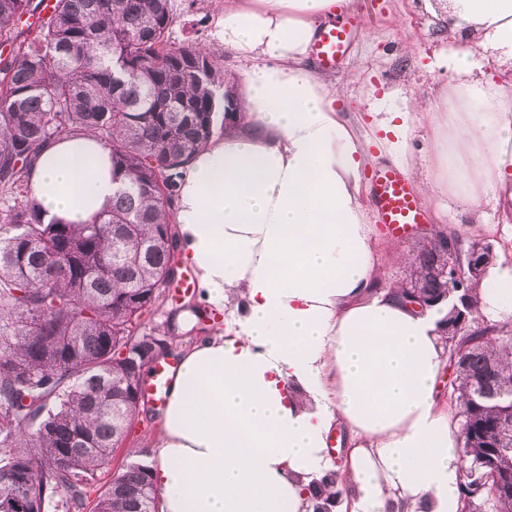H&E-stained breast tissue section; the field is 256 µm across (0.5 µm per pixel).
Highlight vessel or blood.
<instances>
[{"label": "vessel or blood", "instance_id": "vessel-or-blood-1", "mask_svg": "<svg viewBox=\"0 0 512 512\" xmlns=\"http://www.w3.org/2000/svg\"><path fill=\"white\" fill-rule=\"evenodd\" d=\"M349 19L337 20L325 29L313 45V53L319 65L334 66L348 43ZM371 205L381 224L394 234H401L415 224L424 223L426 213L418 203L407 173L395 165L377 168L370 178ZM178 362L162 358L150 367V376L142 387V397L153 406L164 405L171 376Z\"/></svg>", "mask_w": 512, "mask_h": 512}]
</instances>
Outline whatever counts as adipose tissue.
<instances>
[{
    "instance_id": "adipose-tissue-1",
    "label": "adipose tissue",
    "mask_w": 512,
    "mask_h": 512,
    "mask_svg": "<svg viewBox=\"0 0 512 512\" xmlns=\"http://www.w3.org/2000/svg\"><path fill=\"white\" fill-rule=\"evenodd\" d=\"M345 0H218L222 49L252 59L240 123L183 172L173 219L198 301L226 326L182 350L153 478L160 512H459V432L439 403L445 305L423 312L377 286L380 260L360 202L365 147L305 64L322 22ZM452 34L448 83L432 111L448 193L468 208L494 199L512 221V0H436ZM421 111H388L387 153L401 162ZM46 219L85 224L121 182L90 133L48 142L29 172ZM489 320L512 325V267L480 284ZM352 448L331 481L329 433Z\"/></svg>"
}]
</instances>
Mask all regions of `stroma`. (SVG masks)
Returning a JSON list of instances; mask_svg holds the SVG:
<instances>
[{"label": "stroma", "instance_id": "35a3bbf8", "mask_svg": "<svg viewBox=\"0 0 512 512\" xmlns=\"http://www.w3.org/2000/svg\"><path fill=\"white\" fill-rule=\"evenodd\" d=\"M216 0H173L176 20L171 30L174 45L198 42L206 46L216 41L211 21ZM344 16L353 17L352 36L346 53L335 68L320 67L315 58L307 65L326 81L339 84L344 94L338 105L344 120L360 141L366 142L369 160L360 172L362 202H369V177L372 170L387 164L386 144L378 128L381 114L368 111L366 99L374 97L383 107H404L415 101L431 107L440 100L452 76L446 55L452 38L425 0H349ZM405 170L411 179L436 176L432 154V126L417 124L407 140ZM426 224L401 237L389 235L382 224H375V246L380 258L382 283L395 284L410 272L412 258L431 240L434 229L447 228L463 236L489 242L504 263L512 265V228L499 224L494 201H486L475 212H466L447 192L436 193L423 201ZM402 260H393V252ZM179 302L163 293L140 319L139 331L154 334L174 331L173 346L184 349L209 335L221 322L219 314L209 312L187 330H175Z\"/></svg>", "mask_w": 512, "mask_h": 512}]
</instances>
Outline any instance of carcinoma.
I'll list each match as a JSON object with an SVG mask.
<instances>
[{"instance_id": "carcinoma-1", "label": "carcinoma", "mask_w": 512, "mask_h": 512, "mask_svg": "<svg viewBox=\"0 0 512 512\" xmlns=\"http://www.w3.org/2000/svg\"><path fill=\"white\" fill-rule=\"evenodd\" d=\"M31 0H0V47L15 42ZM171 0H56L50 21L23 51L0 53V193L22 197L0 212V512H153L150 466L131 462L94 488L125 429L143 413L131 390L144 373L121 352L141 315L159 297V279L176 249L172 213L180 169L237 115L216 53L174 46ZM93 133L110 151L123 189L87 224H56L30 198L28 169L49 141ZM448 245L491 244L448 231ZM430 242L410 280L424 293L443 261ZM481 278L450 286L446 320L465 330L445 336L448 357L467 360L450 381L469 455L460 489H481L483 458L512 417L484 400L476 378L489 367L512 381L504 325L482 314Z\"/></svg>"}]
</instances>
